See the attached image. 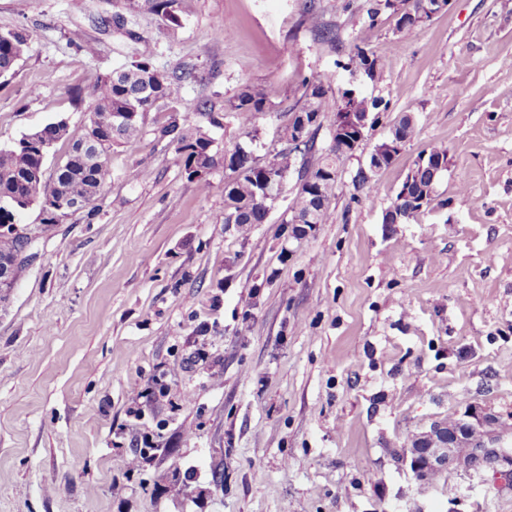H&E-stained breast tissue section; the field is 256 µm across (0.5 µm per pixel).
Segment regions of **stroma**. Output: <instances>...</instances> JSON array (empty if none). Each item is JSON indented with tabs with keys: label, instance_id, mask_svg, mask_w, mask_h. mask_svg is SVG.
Listing matches in <instances>:
<instances>
[{
	"label": "stroma",
	"instance_id": "1",
	"mask_svg": "<svg viewBox=\"0 0 512 512\" xmlns=\"http://www.w3.org/2000/svg\"><path fill=\"white\" fill-rule=\"evenodd\" d=\"M124 2L0 0V30L28 37L0 76V146L87 120L75 94L138 48L109 24ZM181 3L176 40L146 8L131 22L157 65L194 66L185 124L256 88L265 159L302 79L345 88L336 62L361 36L380 74L358 88L386 108L339 165L331 220L303 233L282 221L292 180L238 239L222 221L237 124L213 131L203 193L156 139L159 111L113 147L91 211L20 214L33 241L0 303V512H512L503 466L450 468L422 494L401 457L467 407L512 417V0H450L401 33L386 13L368 26L369 0H320L335 50L302 24L304 0ZM406 113L414 136L366 194L356 175ZM437 144L433 207L384 223ZM147 436L156 450L129 470Z\"/></svg>",
	"mask_w": 512,
	"mask_h": 512
}]
</instances>
